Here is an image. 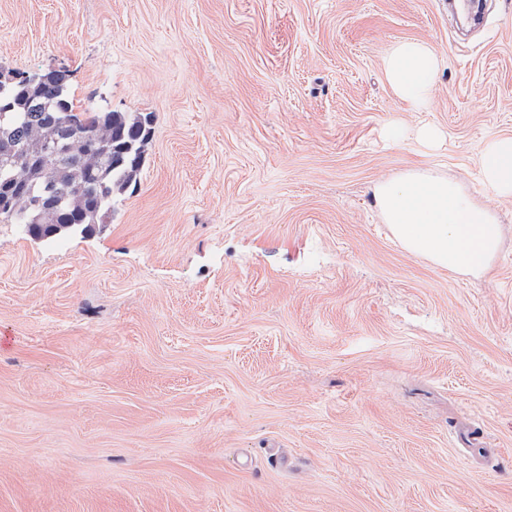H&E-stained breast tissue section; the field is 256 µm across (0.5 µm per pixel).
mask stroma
<instances>
[{"label": "stroma", "mask_w": 512, "mask_h": 512, "mask_svg": "<svg viewBox=\"0 0 512 512\" xmlns=\"http://www.w3.org/2000/svg\"><path fill=\"white\" fill-rule=\"evenodd\" d=\"M440 56L427 111L389 87ZM154 115L134 191L46 244L0 224V512H512V0H0V75ZM447 134L424 156L390 124ZM503 228L481 277L392 237L418 164ZM438 64L436 50L428 43L403 40L394 44L383 61L386 78L401 101L418 110L433 93ZM481 186L485 193L512 196V137L492 140L485 148L479 166Z\"/></svg>", "instance_id": "35a3bbf8"}]
</instances>
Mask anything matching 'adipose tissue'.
<instances>
[{
  "label": "adipose tissue",
  "mask_w": 512,
  "mask_h": 512,
  "mask_svg": "<svg viewBox=\"0 0 512 512\" xmlns=\"http://www.w3.org/2000/svg\"><path fill=\"white\" fill-rule=\"evenodd\" d=\"M438 64L428 43L403 40L383 61L386 78L401 101L418 109L434 90ZM485 193L512 196V137L492 140L479 166ZM378 208L392 235L409 253L435 267L478 277L489 269L502 241V227L486 208L475 205L462 185L419 165L379 180Z\"/></svg>",
  "instance_id": "1"
}]
</instances>
